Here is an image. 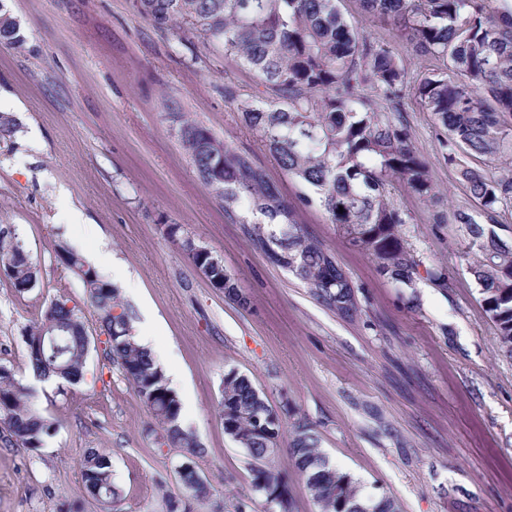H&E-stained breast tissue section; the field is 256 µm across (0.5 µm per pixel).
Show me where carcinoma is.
<instances>
[{
    "label": "carcinoma",
    "instance_id": "cac0c4a2",
    "mask_svg": "<svg viewBox=\"0 0 512 512\" xmlns=\"http://www.w3.org/2000/svg\"><path fill=\"white\" fill-rule=\"evenodd\" d=\"M339 0H131L133 10L181 43L195 39L224 44L254 78L250 99L224 85V99L236 104L244 126L259 139L281 171L316 196L327 223L361 253L377 274L410 283L420 276L402 232L410 216L393 206L390 195L403 190L432 210L436 224H465L471 237L469 272L497 330L501 350L512 354V241L485 229L474 217L448 207L447 191L429 174V161L414 148L403 112L406 101L430 113L445 130L441 158L458 167L460 181L491 224L512 207V6L494 11L485 0H361L365 16L387 26L392 38L434 61L416 80L394 48L370 39L348 21ZM0 45L20 49L24 36L16 21L1 20ZM168 116L197 178L224 209V219L244 225L252 247L290 270L312 295L343 319L359 308L352 284L333 254L302 227L298 212L266 171L188 118L176 107ZM464 152L478 165L461 163ZM499 162L489 173L479 162ZM186 237L181 247L211 287L238 306H249L222 260L195 250ZM55 252L80 277L105 335L108 359L117 363L138 396L162 425L172 445L201 453L181 426L182 404L161 366L132 333L118 289L88 266L67 244ZM0 274L18 293L38 284V272L17 229L0 227ZM58 331L55 343L33 344L41 331ZM34 375L75 386L84 380L89 334L68 301H51L27 338ZM224 432L256 460L276 449L282 420L251 380L235 369L224 373ZM33 390L12 369L0 365V425L14 445L30 451L43 446L51 424L34 408ZM307 422L294 423L290 454L296 472L318 512H399L390 496L372 498L360 484L322 453ZM198 471L180 472L194 495L206 493ZM86 490L108 504L120 498L112 480L110 456L89 449L81 465ZM252 485L279 512H292L288 476L253 468Z\"/></svg>",
    "mask_w": 512,
    "mask_h": 512
}]
</instances>
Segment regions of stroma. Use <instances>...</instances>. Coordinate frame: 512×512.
Wrapping results in <instances>:
<instances>
[{
  "instance_id": "1",
  "label": "stroma",
  "mask_w": 512,
  "mask_h": 512,
  "mask_svg": "<svg viewBox=\"0 0 512 512\" xmlns=\"http://www.w3.org/2000/svg\"><path fill=\"white\" fill-rule=\"evenodd\" d=\"M18 21L22 49L0 47V112L19 129L0 139V225L21 233L39 272L20 294L0 276V364L35 392L53 425L43 448L11 446L0 429V512H275L254 491L256 465L224 432L222 383L249 377L283 413L268 465L289 471L293 512H317L292 471L291 425L313 424L319 447L374 496L401 512H512V356L498 346L479 286L467 269L465 225L434 223L406 194L392 203L422 267L448 275L410 284L380 278L342 242L318 205L283 177L242 126L224 85L249 90L252 75L219 41L183 45L134 13L130 0H0ZM173 104L278 182L304 229L349 276L360 313L347 321L291 272L254 250L239 224L198 180L165 118ZM430 175L454 207L473 211L457 167L441 161L444 130L408 103L404 114ZM177 224L219 256L249 295V309L211 288L166 227ZM65 241L82 254L103 247L134 332L148 338L175 391L186 429L203 452L195 462L209 492L179 483L180 449L120 367L104 353L97 313L80 278L57 257ZM69 299L94 342L85 379L65 389L34 382L25 335L50 301ZM150 311L159 329L143 326ZM109 453L121 499L92 497L80 476L88 449Z\"/></svg>"
}]
</instances>
